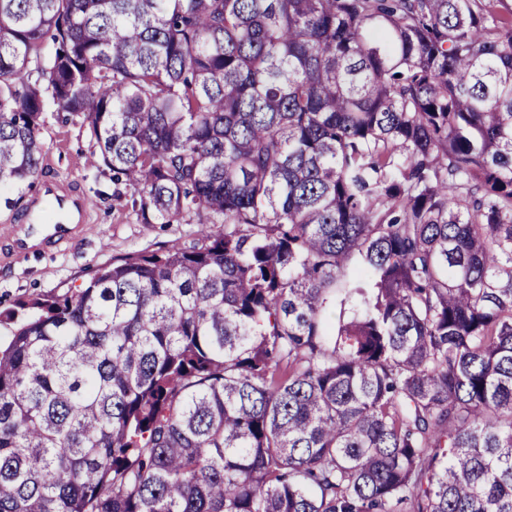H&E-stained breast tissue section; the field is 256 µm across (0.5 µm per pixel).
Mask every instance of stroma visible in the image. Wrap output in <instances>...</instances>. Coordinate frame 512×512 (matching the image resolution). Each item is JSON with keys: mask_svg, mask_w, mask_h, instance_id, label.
Listing matches in <instances>:
<instances>
[{"mask_svg": "<svg viewBox=\"0 0 512 512\" xmlns=\"http://www.w3.org/2000/svg\"><path fill=\"white\" fill-rule=\"evenodd\" d=\"M41 138L45 153L40 179L75 186L88 197L91 218L60 241L21 247L18 239L30 236L31 229L16 218L26 209L30 195L13 192L8 201L0 200V310L20 300L76 291L105 264L186 245L196 238L194 224L140 221L126 202L129 188L114 181L104 166L92 164L98 147L80 117L48 107Z\"/></svg>", "mask_w": 512, "mask_h": 512, "instance_id": "1", "label": "stroma"}]
</instances>
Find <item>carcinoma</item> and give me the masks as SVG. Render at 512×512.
Segmentation results:
<instances>
[{"label":"carcinoma","mask_w":512,"mask_h":512,"mask_svg":"<svg viewBox=\"0 0 512 512\" xmlns=\"http://www.w3.org/2000/svg\"><path fill=\"white\" fill-rule=\"evenodd\" d=\"M49 99L200 229L9 329L0 512H512V8L0 0L1 189Z\"/></svg>","instance_id":"obj_1"}]
</instances>
